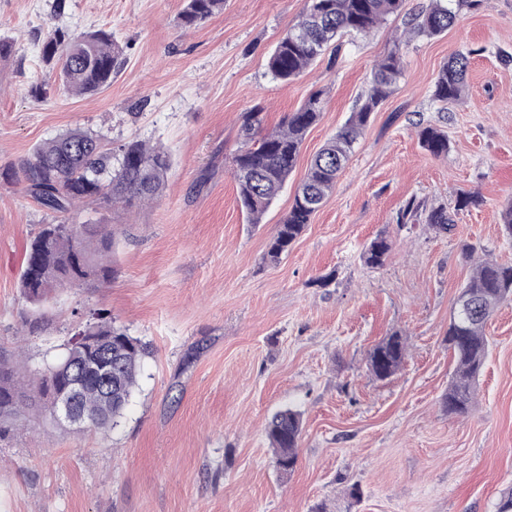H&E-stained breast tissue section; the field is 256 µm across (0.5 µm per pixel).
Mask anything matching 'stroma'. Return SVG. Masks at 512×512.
I'll list each match as a JSON object with an SVG mask.
<instances>
[{
  "instance_id": "obj_1",
  "label": "stroma",
  "mask_w": 512,
  "mask_h": 512,
  "mask_svg": "<svg viewBox=\"0 0 512 512\" xmlns=\"http://www.w3.org/2000/svg\"><path fill=\"white\" fill-rule=\"evenodd\" d=\"M0 0V168L70 128L109 147L163 146L172 167L162 194L132 209L87 204L76 222L112 227V282L88 279L32 305L20 286L24 252L54 223L19 184L0 181V346L26 340L38 370L61 355L92 312L150 349L119 426L73 433L40 421L0 443V512H495L512 486V303L486 326L490 354L476 402L448 414L454 362L445 341L472 264L462 246L512 263L500 210L512 198V0L461 8L443 35L403 47L404 70L354 146L331 194L278 262L265 254L312 157L348 121L370 70L393 46L401 18L344 37L296 80L267 68L303 0H224L190 31L182 0ZM111 31L124 64L97 95L63 92L40 44L54 27ZM471 51L463 99L432 96L448 57ZM44 93L34 97L33 85ZM314 91L324 110L262 223L241 212L231 158L241 112L263 109L270 130ZM448 135L436 157L416 120ZM452 233L398 225L409 197L453 206ZM392 242L383 266L360 253ZM407 357L379 381L369 351L392 333ZM303 414L298 461L281 475L268 418Z\"/></svg>"
}]
</instances>
